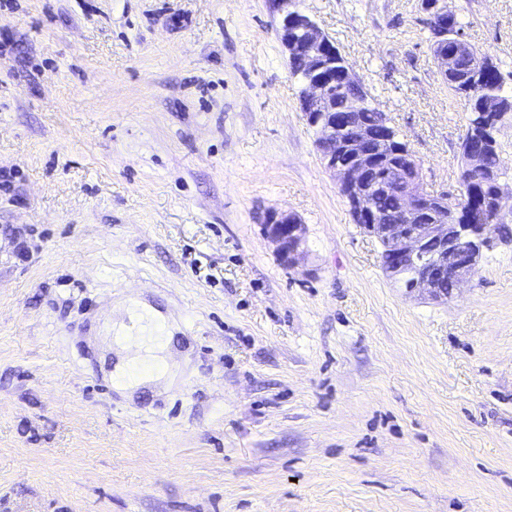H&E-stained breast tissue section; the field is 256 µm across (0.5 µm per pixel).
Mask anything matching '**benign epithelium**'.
Instances as JSON below:
<instances>
[{"label":"benign epithelium","mask_w":512,"mask_h":512,"mask_svg":"<svg viewBox=\"0 0 512 512\" xmlns=\"http://www.w3.org/2000/svg\"><path fill=\"white\" fill-rule=\"evenodd\" d=\"M269 8L280 17L279 36L289 59L297 60L311 73L302 84L300 102L308 124L318 130V145L325 166L332 171L339 192L348 201L356 222L375 237L384 247L392 262L387 270L390 276L406 263L417 265L414 277L403 284L409 294L418 293L433 299L448 297L441 288V281L451 278L455 287H461L475 273L483 249L492 241L496 232L489 225L488 215L505 216L502 189L496 188L490 206L477 211L464 209L450 202L448 193L435 194L436 205L442 212L439 219L423 224H381L373 210L367 179L371 153L368 146L387 140L390 122L381 114L377 124L370 128L361 123L354 113L342 116L326 111L334 95L358 85L349 64L336 68V46L317 23L298 7V0H267ZM429 19L437 35L433 56L443 81L455 85L460 63L479 57L477 48L465 39L448 32V10L434 0L426 3ZM467 93L475 101L486 131L470 130L469 139L478 146L461 148L462 177L484 175V146H495V130L500 127L505 114L500 100L484 92L481 84L470 82ZM352 130V137L336 139L337 126ZM349 153L352 161L345 164L340 156ZM400 153L406 164L400 170L399 195L401 209L406 217L422 210L426 194L422 186V163L407 148ZM265 233L274 245L275 252L286 263L293 265L299 256L304 225L292 214L270 212L264 224Z\"/></svg>","instance_id":"benign-epithelium-1"}]
</instances>
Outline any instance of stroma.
<instances>
[{"instance_id":"35a3bbf8","label":"stroma","mask_w":512,"mask_h":512,"mask_svg":"<svg viewBox=\"0 0 512 512\" xmlns=\"http://www.w3.org/2000/svg\"><path fill=\"white\" fill-rule=\"evenodd\" d=\"M444 3L512 91V0ZM300 6L457 192L422 0ZM299 88L267 0H0V512H512V243L405 295ZM264 228L278 256L288 265L295 264L303 240L304 224L292 214L271 211Z\"/></svg>"}]
</instances>
